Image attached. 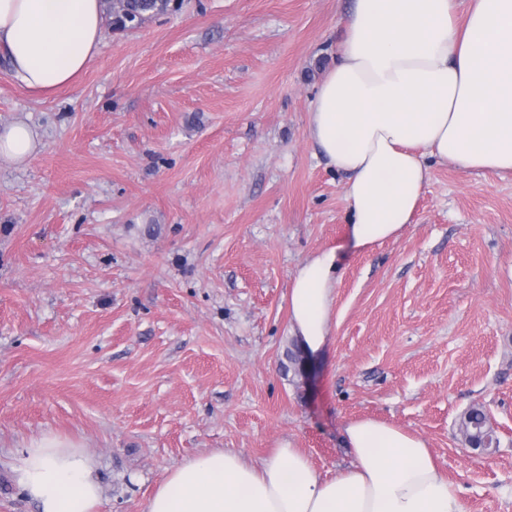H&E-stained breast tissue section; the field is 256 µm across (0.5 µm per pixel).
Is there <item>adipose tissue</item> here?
<instances>
[{
    "label": "adipose tissue",
    "mask_w": 512,
    "mask_h": 512,
    "mask_svg": "<svg viewBox=\"0 0 512 512\" xmlns=\"http://www.w3.org/2000/svg\"><path fill=\"white\" fill-rule=\"evenodd\" d=\"M102 0H0V53L31 94L71 87L97 55ZM310 139L345 178L355 247L400 236L432 163L512 175V0H354L336 63L319 84ZM37 134L0 128V161L21 164ZM322 251L297 271L289 321L304 352L330 336L338 267ZM351 467L328 477L298 448L261 464L242 452L198 454L168 469L144 512H466L427 442L377 418L349 421ZM13 471L39 512H98L97 462L57 435L31 441Z\"/></svg>",
    "instance_id": "adipose-tissue-1"
}]
</instances>
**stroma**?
Here are the masks:
<instances>
[{"label": "stroma", "instance_id": "35a3bbf8", "mask_svg": "<svg viewBox=\"0 0 512 512\" xmlns=\"http://www.w3.org/2000/svg\"><path fill=\"white\" fill-rule=\"evenodd\" d=\"M353 0H182L105 26L70 88L28 93L0 58V512H36L12 465L32 440L95 456L99 512H143L167 469L283 443L325 475L373 417L422 437L467 512H512V177L433 164L411 224L347 243L344 178L308 134ZM340 249L331 336L288 351V290ZM486 411L499 445L465 444ZM37 133L27 122L15 121L0 128L1 160L21 164L27 161L37 150Z\"/></svg>", "mask_w": 512, "mask_h": 512}]
</instances>
